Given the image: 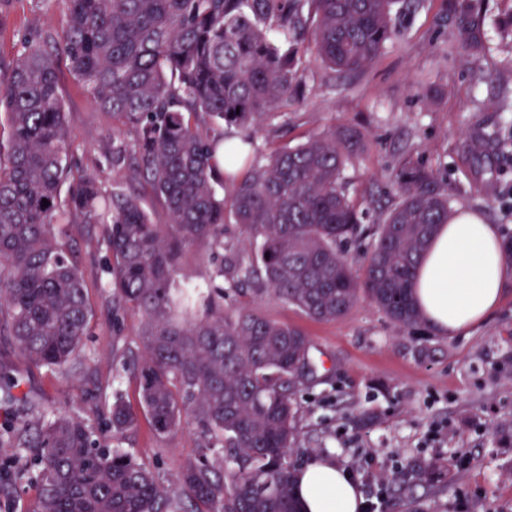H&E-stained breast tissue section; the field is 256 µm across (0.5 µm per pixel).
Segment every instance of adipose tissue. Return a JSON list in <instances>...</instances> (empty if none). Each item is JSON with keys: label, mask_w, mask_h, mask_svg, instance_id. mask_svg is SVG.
I'll list each match as a JSON object with an SVG mask.
<instances>
[{"label": "adipose tissue", "mask_w": 512, "mask_h": 512, "mask_svg": "<svg viewBox=\"0 0 512 512\" xmlns=\"http://www.w3.org/2000/svg\"><path fill=\"white\" fill-rule=\"evenodd\" d=\"M511 280L499 226L463 209L438 227L412 292L425 323L439 335L455 336L484 321ZM296 496L301 512H360L363 506L349 473L326 454L298 471Z\"/></svg>", "instance_id": "1"}]
</instances>
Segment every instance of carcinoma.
Segmentation results:
<instances>
[{"mask_svg": "<svg viewBox=\"0 0 512 512\" xmlns=\"http://www.w3.org/2000/svg\"><path fill=\"white\" fill-rule=\"evenodd\" d=\"M65 2L62 40L26 37L0 62L9 129L0 142V320L23 361L68 374L88 335L95 272L58 228L109 225L102 272L114 310L132 306L144 318V355L133 364L142 411L167 435L189 410L200 445L166 487L130 451L100 445L83 418L24 395L26 413L0 430V443L35 455L3 467L33 471L35 512H300L291 456L301 451L296 393L313 375L309 336L248 309L226 312L223 290L189 293L174 275L189 247L224 248L228 215L248 242L225 257L229 288L271 293L315 321L339 319L362 299L400 327L422 321L412 282L451 212L431 169L400 166L394 203L365 231L343 176L354 132L313 135L258 167L245 149L294 98L301 57L361 72L418 0ZM472 4L448 0L459 41L480 53L486 36ZM59 54L91 101L133 133L130 148L113 153L117 163L132 153L128 186L107 189L70 164ZM140 189L166 223L144 208ZM364 237L358 278L348 246ZM19 386L0 366V397L15 400ZM137 421L112 403L114 441Z\"/></svg>", "mask_w": 512, "mask_h": 512, "instance_id": "carcinoma-1", "label": "carcinoma"}]
</instances>
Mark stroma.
<instances>
[{
  "mask_svg": "<svg viewBox=\"0 0 512 512\" xmlns=\"http://www.w3.org/2000/svg\"><path fill=\"white\" fill-rule=\"evenodd\" d=\"M489 48L471 54L456 38L448 0H419L396 21V32L365 71L336 78L305 61L302 96L280 109L250 146L253 163L323 131L353 129L360 144L345 165L364 223H377L393 201L391 175L402 164H425L452 209L479 213L512 236V0H478ZM64 0H12L0 16V61L10 62L23 34H62ZM71 132L69 159L103 187L128 180L129 163L112 151L131 140L96 107L60 66ZM482 136L484 152L468 153ZM105 225L67 224L62 240L76 259L97 271L107 253L96 245ZM223 256L188 248L179 283L224 289V308L242 307L303 328L313 344L317 378L298 394L301 445L325 453L358 481L377 512H512V281L498 307L458 336L428 325L400 327L369 302L332 322H314L271 295L225 287ZM90 331L64 378L19 359L0 323V364L22 380L20 393L81 416L99 443L112 444L103 424L114 396L138 404L135 376L124 359L141 352L137 309L114 311L111 293L89 280ZM200 444L198 426L184 414L179 428L157 435L148 419L121 442L162 484H170ZM308 455L298 456L306 463ZM36 489L16 470H0V512H33Z\"/></svg>",
  "mask_w": 512,
  "mask_h": 512,
  "instance_id": "stroma-1",
  "label": "stroma"
}]
</instances>
